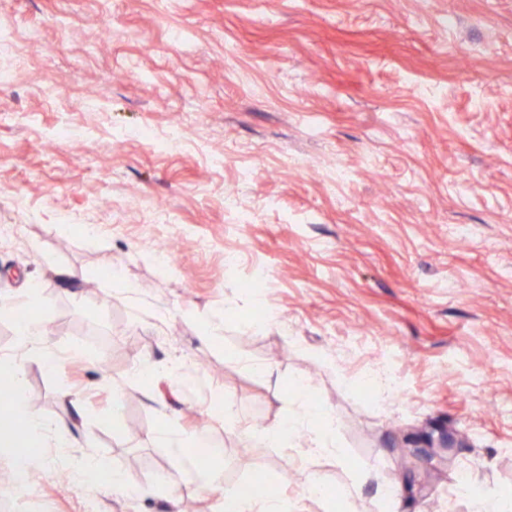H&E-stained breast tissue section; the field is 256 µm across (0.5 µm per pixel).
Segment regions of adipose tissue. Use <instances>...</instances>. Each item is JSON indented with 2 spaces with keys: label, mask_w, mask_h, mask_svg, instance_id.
Instances as JSON below:
<instances>
[{
  "label": "adipose tissue",
  "mask_w": 512,
  "mask_h": 512,
  "mask_svg": "<svg viewBox=\"0 0 512 512\" xmlns=\"http://www.w3.org/2000/svg\"><path fill=\"white\" fill-rule=\"evenodd\" d=\"M172 450L185 465L195 468L201 489L219 492L221 512H284V502L264 497L257 485L225 487L220 468L199 466L195 455L181 444H173Z\"/></svg>",
  "instance_id": "1"
}]
</instances>
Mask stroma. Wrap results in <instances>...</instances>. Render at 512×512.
<instances>
[{"label":"stroma","instance_id":"stroma-1","mask_svg":"<svg viewBox=\"0 0 512 512\" xmlns=\"http://www.w3.org/2000/svg\"><path fill=\"white\" fill-rule=\"evenodd\" d=\"M1 31L29 52L0 84V304L62 363L18 386L51 429L0 512H218L165 434L289 512L512 490V0H0ZM385 358L399 391L364 378ZM300 401L336 450L248 447ZM432 426L466 444L430 485L401 451ZM82 456L135 498L61 481Z\"/></svg>","mask_w":512,"mask_h":512}]
</instances>
